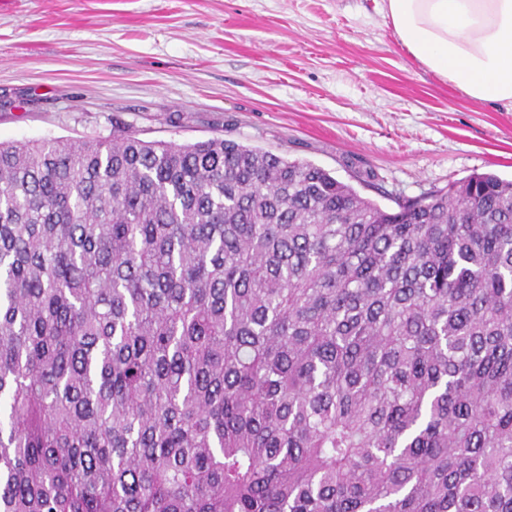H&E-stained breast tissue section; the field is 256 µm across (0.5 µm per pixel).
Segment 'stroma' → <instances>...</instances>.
Listing matches in <instances>:
<instances>
[{"label": "stroma", "instance_id": "1", "mask_svg": "<svg viewBox=\"0 0 512 512\" xmlns=\"http://www.w3.org/2000/svg\"><path fill=\"white\" fill-rule=\"evenodd\" d=\"M381 0H0V141L224 137L391 211L512 179V110L397 43Z\"/></svg>", "mask_w": 512, "mask_h": 512}]
</instances>
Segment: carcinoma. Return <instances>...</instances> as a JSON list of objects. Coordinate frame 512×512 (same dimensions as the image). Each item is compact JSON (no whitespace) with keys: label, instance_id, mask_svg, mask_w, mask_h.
<instances>
[{"label":"carcinoma","instance_id":"carcinoma-1","mask_svg":"<svg viewBox=\"0 0 512 512\" xmlns=\"http://www.w3.org/2000/svg\"><path fill=\"white\" fill-rule=\"evenodd\" d=\"M397 207L218 137L0 142V512H512V181Z\"/></svg>","mask_w":512,"mask_h":512}]
</instances>
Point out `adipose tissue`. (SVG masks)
Returning a JSON list of instances; mask_svg holds the SVG:
<instances>
[{
  "label": "adipose tissue",
  "instance_id": "ef3b65f1",
  "mask_svg": "<svg viewBox=\"0 0 512 512\" xmlns=\"http://www.w3.org/2000/svg\"><path fill=\"white\" fill-rule=\"evenodd\" d=\"M405 51L471 98L512 108V0H383Z\"/></svg>",
  "mask_w": 512,
  "mask_h": 512
}]
</instances>
